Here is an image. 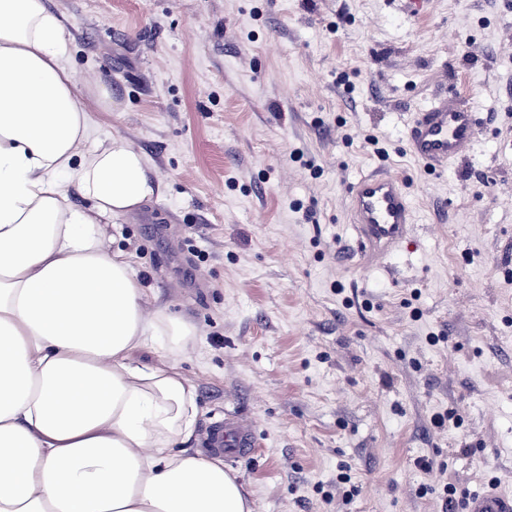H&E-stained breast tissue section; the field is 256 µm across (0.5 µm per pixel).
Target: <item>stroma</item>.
Masks as SVG:
<instances>
[{
  "instance_id": "35a3bbf8",
  "label": "stroma",
  "mask_w": 512,
  "mask_h": 512,
  "mask_svg": "<svg viewBox=\"0 0 512 512\" xmlns=\"http://www.w3.org/2000/svg\"><path fill=\"white\" fill-rule=\"evenodd\" d=\"M51 7L65 64L112 88L92 139L127 137L164 181L113 219L111 246L196 328L180 367L199 432L255 424V457L229 468L256 512H443L449 482L512 491V0H427L418 19L398 0ZM454 87L485 129L434 172L406 130ZM386 170L416 222L367 257L347 192Z\"/></svg>"
}]
</instances>
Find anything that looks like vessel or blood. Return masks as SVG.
Listing matches in <instances>:
<instances>
[{
	"instance_id": "1",
	"label": "vessel or blood",
	"mask_w": 512,
	"mask_h": 512,
	"mask_svg": "<svg viewBox=\"0 0 512 512\" xmlns=\"http://www.w3.org/2000/svg\"><path fill=\"white\" fill-rule=\"evenodd\" d=\"M484 125L479 102L453 92L436 97L415 114L407 134L411 155L424 166L443 171L473 152ZM348 210L357 236V248L381 255L400 250L415 222L413 206L399 176L391 173L362 177L348 195ZM252 421L228 416L208 429L209 451L235 460L251 453ZM462 512H512V493L490 486L467 496Z\"/></svg>"
}]
</instances>
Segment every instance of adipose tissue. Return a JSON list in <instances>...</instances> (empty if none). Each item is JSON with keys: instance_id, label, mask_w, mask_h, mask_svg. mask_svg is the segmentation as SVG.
<instances>
[{"instance_id": "adipose-tissue-1", "label": "adipose tissue", "mask_w": 512, "mask_h": 512, "mask_svg": "<svg viewBox=\"0 0 512 512\" xmlns=\"http://www.w3.org/2000/svg\"><path fill=\"white\" fill-rule=\"evenodd\" d=\"M65 43L49 0H0V512H255L191 446L194 327L109 243L162 182L123 137L91 141L87 106L112 93Z\"/></svg>"}]
</instances>
